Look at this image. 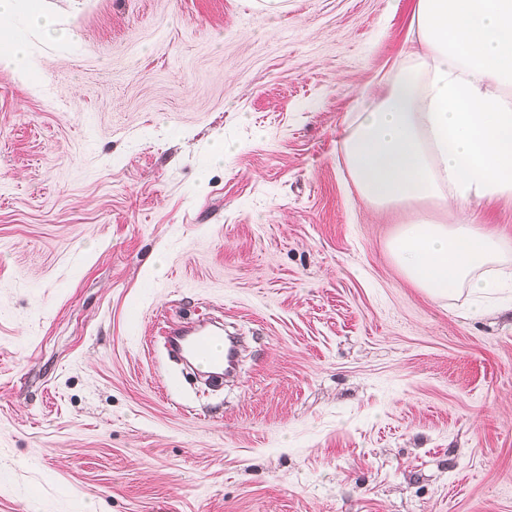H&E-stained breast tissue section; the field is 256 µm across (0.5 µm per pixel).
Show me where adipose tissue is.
<instances>
[{
	"label": "adipose tissue",
	"instance_id": "1",
	"mask_svg": "<svg viewBox=\"0 0 512 512\" xmlns=\"http://www.w3.org/2000/svg\"><path fill=\"white\" fill-rule=\"evenodd\" d=\"M18 12L48 33L56 21L42 0H0V68L30 74L25 38L2 26ZM413 22L416 50L343 131L358 193L379 210L512 200V0H415ZM388 250L429 297H469L473 317L512 288V245L473 224L418 214Z\"/></svg>",
	"mask_w": 512,
	"mask_h": 512
}]
</instances>
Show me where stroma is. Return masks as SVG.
I'll use <instances>...</instances> for the list:
<instances>
[{
	"mask_svg": "<svg viewBox=\"0 0 512 512\" xmlns=\"http://www.w3.org/2000/svg\"><path fill=\"white\" fill-rule=\"evenodd\" d=\"M43 0L0 68V512H512V296L393 262L341 130L415 0ZM231 145L228 162L216 144ZM466 219L512 244V202ZM247 348L221 390L172 321ZM22 12L31 25L47 33H58L54 17L42 7V0H0V68L23 74L37 71V63L25 38L9 29H2V22L15 13Z\"/></svg>",
	"mask_w": 512,
	"mask_h": 512,
	"instance_id": "obj_1",
	"label": "stroma"
}]
</instances>
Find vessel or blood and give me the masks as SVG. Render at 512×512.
I'll use <instances>...</instances> for the list:
<instances>
[{
  "instance_id": "b4317fda",
  "label": "vessel or blood",
  "mask_w": 512,
  "mask_h": 512,
  "mask_svg": "<svg viewBox=\"0 0 512 512\" xmlns=\"http://www.w3.org/2000/svg\"><path fill=\"white\" fill-rule=\"evenodd\" d=\"M169 351L180 354L192 367L207 369L209 375L223 379L236 364V349L224 335L223 325L203 323L175 325L166 336Z\"/></svg>"
}]
</instances>
